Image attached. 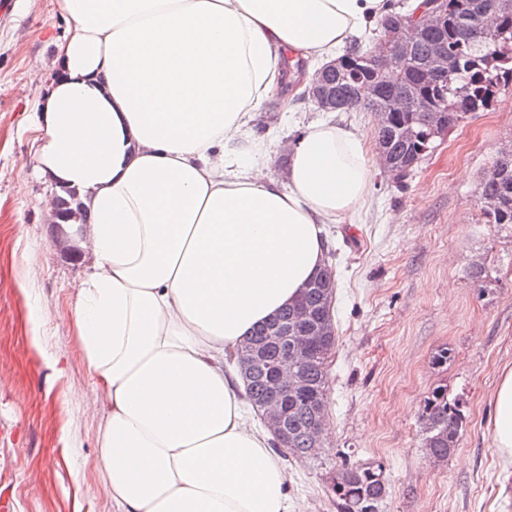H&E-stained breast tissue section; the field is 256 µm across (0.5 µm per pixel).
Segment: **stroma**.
<instances>
[{
	"instance_id": "35a3bbf8",
	"label": "stroma",
	"mask_w": 512,
	"mask_h": 512,
	"mask_svg": "<svg viewBox=\"0 0 512 512\" xmlns=\"http://www.w3.org/2000/svg\"><path fill=\"white\" fill-rule=\"evenodd\" d=\"M67 33L56 0H0V493L11 495L9 512H112L98 492L100 415L86 405L91 376L69 317L70 285L86 263L46 216L47 183L22 167L37 135L36 97ZM330 117L356 128L375 155L372 113L330 115L296 94L269 100L252 132L292 140ZM509 146L512 87L436 140L409 178L377 173L365 202L326 225L339 272L332 450L282 456L299 512H336L330 487L347 463L382 468L381 512H512L490 426L500 373L512 365V227L485 223L478 201ZM476 262L488 272L480 283L468 276ZM442 349L447 364L433 366ZM439 385L461 396L467 421L437 464L419 419Z\"/></svg>"
}]
</instances>
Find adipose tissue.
<instances>
[{
  "instance_id": "1",
  "label": "adipose tissue",
  "mask_w": 512,
  "mask_h": 512,
  "mask_svg": "<svg viewBox=\"0 0 512 512\" xmlns=\"http://www.w3.org/2000/svg\"><path fill=\"white\" fill-rule=\"evenodd\" d=\"M71 33L37 102L29 164L88 209L72 317L102 415L112 512H298L272 433L248 422L224 350L294 303L326 262L324 227L368 195L375 158L320 122L285 183L245 129L384 0H56ZM491 433L512 465V367Z\"/></svg>"
}]
</instances>
